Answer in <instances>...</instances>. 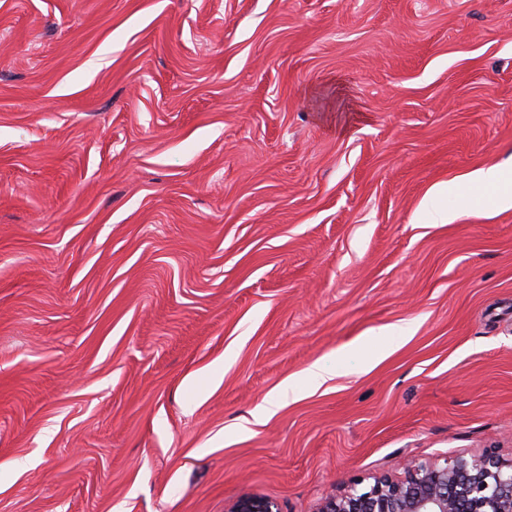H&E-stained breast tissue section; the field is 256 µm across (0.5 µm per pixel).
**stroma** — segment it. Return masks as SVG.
Returning <instances> with one entry per match:
<instances>
[{"instance_id": "35a3bbf8", "label": "stroma", "mask_w": 512, "mask_h": 512, "mask_svg": "<svg viewBox=\"0 0 512 512\" xmlns=\"http://www.w3.org/2000/svg\"><path fill=\"white\" fill-rule=\"evenodd\" d=\"M496 164L512 0H0V512L512 460V209L421 207ZM457 187L458 185L454 182L438 183L432 186L424 197L423 203L425 206L433 208L443 223L453 219V215L448 214L446 210H440L438 202ZM298 396L295 387L292 383H288L276 392L275 395L269 398H265L263 403L260 404L253 414V422L251 423L254 427H260L266 425L268 420L276 413L280 407V403L284 397L290 395Z\"/></svg>"}]
</instances>
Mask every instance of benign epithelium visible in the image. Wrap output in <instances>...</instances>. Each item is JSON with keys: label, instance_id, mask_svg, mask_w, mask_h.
<instances>
[{"label": "benign epithelium", "instance_id": "7a95c632", "mask_svg": "<svg viewBox=\"0 0 512 512\" xmlns=\"http://www.w3.org/2000/svg\"><path fill=\"white\" fill-rule=\"evenodd\" d=\"M229 512H277V506L245 495ZM317 512H512V461L485 454L442 465L411 462L404 478L381 476L367 488L354 486L326 498Z\"/></svg>", "mask_w": 512, "mask_h": 512}]
</instances>
